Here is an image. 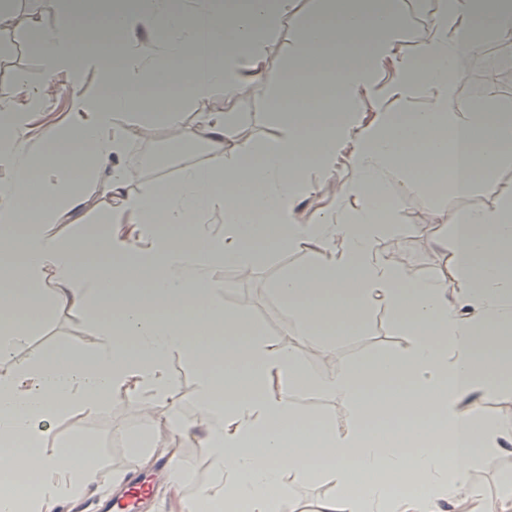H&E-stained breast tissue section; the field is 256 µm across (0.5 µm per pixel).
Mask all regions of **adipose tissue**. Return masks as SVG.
Wrapping results in <instances>:
<instances>
[{
    "mask_svg": "<svg viewBox=\"0 0 512 512\" xmlns=\"http://www.w3.org/2000/svg\"><path fill=\"white\" fill-rule=\"evenodd\" d=\"M64 15L38 35L48 71L70 70L101 44L100 92L73 93L69 120L28 148L24 113L39 100L25 85L0 102V437L19 447L0 466L36 455L40 483L0 493V512H56L108 479L93 457L46 452L59 417L124 394L145 413L172 402L168 370L179 355L198 367L200 447L210 481L178 499V512L223 503L225 512H291L288 483L332 481L320 512H490L471 473L482 457L512 449V429L476 407V397L512 390V187L497 173L512 152V109L449 108L448 100L482 41L512 30V0H435L424 21L432 34L415 55L401 52L399 0H321L328 20L303 23L288 46L289 65L269 109L278 127L266 141L238 139L234 112L177 124L183 104L226 96L256 81L263 43L294 16L295 0H64ZM105 16V25L91 23ZM156 26L161 56L130 35L136 17ZM227 38L218 41L217 27ZM395 77L377 78L385 69ZM430 102L408 105L419 95ZM176 123L185 144L204 143L205 164L177 180L127 193L118 163L128 142L157 123ZM458 195L482 185L491 209L457 213L442 276L410 282L377 247L397 217L386 182ZM336 180V197L300 224L301 196ZM111 202L86 222V190ZM73 225L63 235L59 225ZM129 225L118 234L112 227ZM306 243L317 265L274 286L297 331L331 345L336 333L383 305L405 328L409 347L310 374L298 349L260 334L246 308L224 303L214 267L250 274L267 257ZM454 292H446L445 282ZM104 309L98 339L70 355L28 349L26 317L55 307ZM332 396L343 421L304 426L300 388ZM410 408L414 417H402ZM413 446L405 454V446ZM329 464L312 469L306 456ZM411 476L415 486L392 484Z\"/></svg>",
    "mask_w": 512,
    "mask_h": 512,
    "instance_id": "ef3b65f1",
    "label": "adipose tissue"
}]
</instances>
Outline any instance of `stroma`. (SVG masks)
Here are the masks:
<instances>
[{"instance_id": "obj_1", "label": "stroma", "mask_w": 512, "mask_h": 512, "mask_svg": "<svg viewBox=\"0 0 512 512\" xmlns=\"http://www.w3.org/2000/svg\"><path fill=\"white\" fill-rule=\"evenodd\" d=\"M58 0H19L8 25L0 31V98L12 97L17 82L43 99L42 108L31 114L29 148H36L41 132L63 120L69 111L70 79L65 72L47 73L39 55L30 53L41 27L54 24L59 16ZM297 29L282 21L265 41L264 74L260 82L245 88L233 98L225 97L223 88L211 96L184 106L181 120L193 122L200 112H236L248 138H271L276 128L268 109L270 96L277 91L288 66V45ZM205 145L177 143L172 129L156 124L148 137L134 140L124 152L120 165L130 193L141 192L158 181L176 180L184 166L204 164ZM389 198L398 204V220L390 225L379 241V248L402 267L411 280L437 275L451 253L452 215L468 209H490L496 204L493 194L477 186L464 195L442 188L433 193L405 190L400 180L389 185ZM317 260L314 251L303 246L282 250L268 257L250 275L229 265L216 266L212 275L224 283V302L230 306L246 305L255 326L264 336L301 349L306 369L313 374L324 372L341 362H350L374 353L405 349L410 337L398 327L383 307L373 312L354 330L340 333L331 349L297 335L287 308L276 298L273 289L278 277L289 269H303ZM97 335L96 325L79 307L60 308L39 321L31 342L50 346L65 353H77L90 347ZM169 368L176 380L173 405L168 413L157 415V435L170 438L178 422L195 419L197 377L194 367L181 357H173ZM139 405L126 395L62 418L48 435L49 448L90 447L104 470L129 481L140 470L138 448L143 445ZM512 475V453L481 459L471 479L488 495L491 502L504 498V476Z\"/></svg>"}]
</instances>
